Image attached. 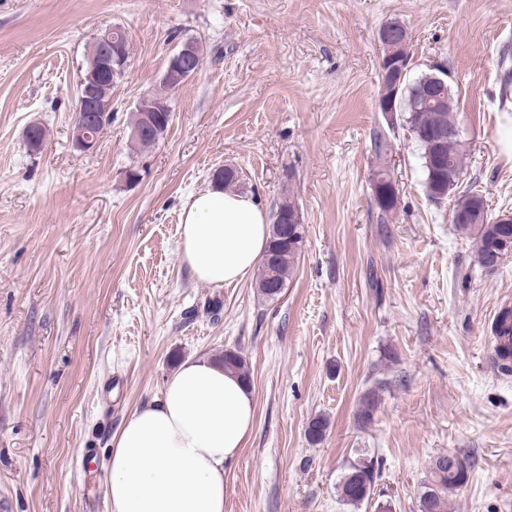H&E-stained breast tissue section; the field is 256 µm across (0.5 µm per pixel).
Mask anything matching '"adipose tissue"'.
I'll use <instances>...</instances> for the list:
<instances>
[{"label": "adipose tissue", "instance_id": "ef3b65f1", "mask_svg": "<svg viewBox=\"0 0 512 512\" xmlns=\"http://www.w3.org/2000/svg\"><path fill=\"white\" fill-rule=\"evenodd\" d=\"M179 260L203 284L247 278L270 226L257 199L222 186L187 197ZM256 414L252 388L206 356L180 363L160 395L113 435L108 512H224V468L241 452Z\"/></svg>", "mask_w": 512, "mask_h": 512}]
</instances>
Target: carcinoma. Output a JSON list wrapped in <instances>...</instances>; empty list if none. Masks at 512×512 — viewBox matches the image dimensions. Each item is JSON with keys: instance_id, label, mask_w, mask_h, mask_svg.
I'll list each match as a JSON object with an SVG mask.
<instances>
[{"instance_id": "obj_1", "label": "carcinoma", "mask_w": 512, "mask_h": 512, "mask_svg": "<svg viewBox=\"0 0 512 512\" xmlns=\"http://www.w3.org/2000/svg\"><path fill=\"white\" fill-rule=\"evenodd\" d=\"M446 77L442 70L438 74L425 73L415 80L404 76L400 90L395 95V108L400 118L410 128L422 154L424 188L434 191L438 181L448 184L453 191L452 224L457 232L475 240L479 265L482 268L494 265L506 251L512 249V223L493 224L483 222V213L488 200L483 191L470 185L463 192H458L460 178L463 175L464 151L461 137L454 134L456 121L453 118L455 100L450 86H445L442 101L432 105L425 86L435 76ZM441 130L446 134L441 149L446 165L438 168L434 165L436 146L429 137V132ZM304 234L301 224H271L270 237L266 253L275 257L272 271L260 265L257 288L269 298L279 297V288L287 283L288 277L298 259L303 244ZM224 367L244 377H249L246 360L237 352L226 351L221 355ZM378 406V395L371 390L361 401L360 420L367 424L374 418ZM329 421L324 417L312 419L306 435L312 443L320 442L328 429ZM463 466L453 470L448 467V455L437 456L430 467V477L420 495V512H447L448 494L466 485L472 468L469 457L456 454ZM377 469L366 453L355 450V459L349 462L341 476L338 490L341 498L357 507L371 496Z\"/></svg>"}]
</instances>
